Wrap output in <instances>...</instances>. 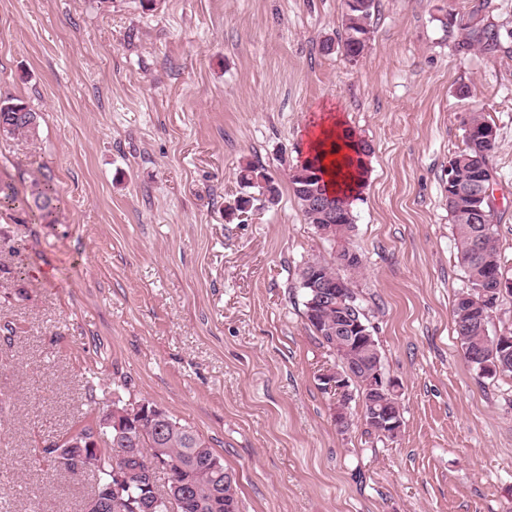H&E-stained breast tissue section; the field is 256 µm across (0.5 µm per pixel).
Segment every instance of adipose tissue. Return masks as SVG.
<instances>
[{
	"label": "adipose tissue",
	"mask_w": 512,
	"mask_h": 512,
	"mask_svg": "<svg viewBox=\"0 0 512 512\" xmlns=\"http://www.w3.org/2000/svg\"><path fill=\"white\" fill-rule=\"evenodd\" d=\"M309 158L319 159L328 189L357 195L366 184L369 166L358 151V139L342 116L328 114L306 135Z\"/></svg>",
	"instance_id": "obj_1"
}]
</instances>
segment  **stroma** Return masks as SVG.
Masks as SVG:
<instances>
[{
	"label": "stroma",
	"mask_w": 512,
	"mask_h": 512,
	"mask_svg": "<svg viewBox=\"0 0 512 512\" xmlns=\"http://www.w3.org/2000/svg\"><path fill=\"white\" fill-rule=\"evenodd\" d=\"M343 0H0V100L40 116L0 139V180L51 175L48 223L0 215V512H82L90 478L44 450L113 402L149 401L208 440L241 512H512V379L466 361L467 287L448 213L460 118L494 127L498 249L512 277V0H379L357 64ZM341 113L371 147L350 278L399 381L398 438L335 422L336 356L303 315L299 267L331 248L288 169ZM260 162L277 204L230 218ZM463 44L467 47H477L486 51H498L503 47L505 40L500 29L492 25H480L478 23L466 26Z\"/></svg>",
	"instance_id": "35a3bbf8"
}]
</instances>
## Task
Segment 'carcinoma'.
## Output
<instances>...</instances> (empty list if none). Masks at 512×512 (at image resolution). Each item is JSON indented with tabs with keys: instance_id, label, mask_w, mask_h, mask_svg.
Wrapping results in <instances>:
<instances>
[{
	"instance_id": "1",
	"label": "carcinoma",
	"mask_w": 512,
	"mask_h": 512,
	"mask_svg": "<svg viewBox=\"0 0 512 512\" xmlns=\"http://www.w3.org/2000/svg\"><path fill=\"white\" fill-rule=\"evenodd\" d=\"M377 9L376 0H353L341 19L342 32L339 42L326 41L322 51H339L347 58L364 54L365 45L359 37L371 30V20ZM463 44L486 51H497L503 47L505 37L500 29L492 25L478 23L464 27ZM0 137L37 140L39 134L38 114L17 99L0 101ZM464 132L465 148L454 154L452 159L468 160V167L460 173L461 182L455 184L448 194V212L451 215L456 240L457 257L466 275L468 288L455 300L453 314L457 339L464 357L471 360L477 353L489 355L493 351V336L490 335L491 318L482 316L475 307L473 299L480 297L479 289H491L492 282L480 281L483 264L493 263L501 266L496 248L498 220L492 202L484 200L482 208L487 214V223L478 224L471 210L469 198L471 183L491 170L489 153L495 144H489L482 138L484 129L491 127L479 112H469L461 121ZM240 184L245 188L259 187L269 203L278 196V187L271 184L266 169L253 162L242 166L238 173ZM290 184L306 223L330 224L332 228L323 239L331 244L347 242L354 230L353 215L339 206L338 199L327 195V186L323 178L305 182L296 176L290 177ZM28 200L19 195L15 188L0 181V210L27 214L33 210L46 217L54 209L55 192L49 177L35 183ZM340 275L336 263V254L330 257H315L307 260L298 269V279L303 290V314L312 327L320 344L326 348L336 343V299H326L321 289L315 287V277ZM351 298L346 300V312L369 324L361 301L355 289H349ZM383 369L382 356L378 346L360 347L351 362H344L340 369L350 381L354 395L342 402L349 408L351 402H361V419L367 431L382 436L370 417L376 410L401 412L399 400L379 397L369 404L363 396L368 393L370 377L374 369ZM100 434L96 468L91 471L95 484H107L112 481L110 474L114 459H123L127 469L143 473L152 470L159 498H154L150 484L146 481L132 480L123 491L121 498L112 502V512H132L130 502L139 499L154 503L152 512H169L168 498H173L177 512H241L237 491V481L230 479L223 460L214 453L209 441L190 427L166 414L162 419L147 414L126 415V404L113 403L112 409L98 416L94 423L75 430L76 435L91 436ZM60 443L55 442L45 448L53 462L65 471H71L81 456L82 449L67 448L65 455H58Z\"/></svg>"
}]
</instances>
